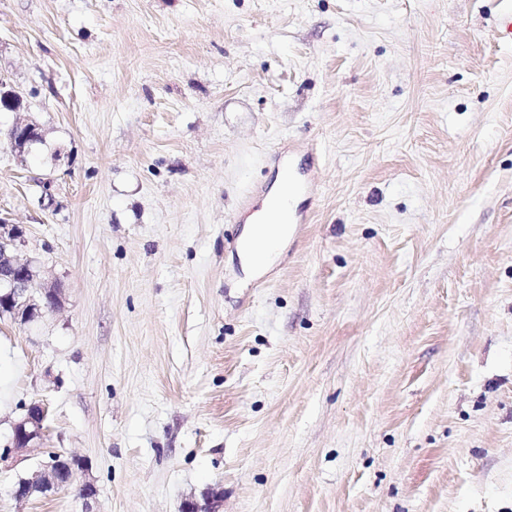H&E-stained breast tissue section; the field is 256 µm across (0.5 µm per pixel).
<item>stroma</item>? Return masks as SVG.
<instances>
[{"label": "stroma", "instance_id": "obj_1", "mask_svg": "<svg viewBox=\"0 0 512 512\" xmlns=\"http://www.w3.org/2000/svg\"><path fill=\"white\" fill-rule=\"evenodd\" d=\"M501 7L0 0V217L62 290L0 321V448L45 401L97 489L17 500L12 458L0 512H512ZM291 150L308 222L245 273ZM8 139L12 149L19 155L29 152L32 145L41 142L43 137L36 124L18 120L10 128Z\"/></svg>", "mask_w": 512, "mask_h": 512}]
</instances>
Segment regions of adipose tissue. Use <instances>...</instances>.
Returning a JSON list of instances; mask_svg holds the SVG:
<instances>
[{
  "mask_svg": "<svg viewBox=\"0 0 512 512\" xmlns=\"http://www.w3.org/2000/svg\"><path fill=\"white\" fill-rule=\"evenodd\" d=\"M287 203L288 176L279 174L267 199L264 200L260 211L254 214L249 224H246L239 242L240 260L247 272H254L270 265L282 242L287 239L286 225L273 224L269 221L270 208L273 202ZM266 238L267 246L262 251H255L254 242Z\"/></svg>",
  "mask_w": 512,
  "mask_h": 512,
  "instance_id": "1",
  "label": "adipose tissue"
}]
</instances>
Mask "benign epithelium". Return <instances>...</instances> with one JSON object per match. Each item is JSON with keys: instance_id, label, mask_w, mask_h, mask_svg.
I'll return each mask as SVG.
<instances>
[{"instance_id": "1", "label": "benign epithelium", "mask_w": 512, "mask_h": 512, "mask_svg": "<svg viewBox=\"0 0 512 512\" xmlns=\"http://www.w3.org/2000/svg\"><path fill=\"white\" fill-rule=\"evenodd\" d=\"M23 95L0 79V108L18 112L23 108ZM8 139L18 154L30 151L32 145L42 141L36 124L18 120L10 128ZM25 245L24 233L17 224L0 220V317L8 318L20 325L36 321L45 309L44 301L52 302L51 308L61 306V289L54 285L35 288L39 278L38 267L29 260L18 258ZM48 407L43 403L29 405L23 416L13 427L10 443L0 453V459L11 454L23 458L38 459V471L32 478H21L14 488L15 497L29 499L34 492H46L66 487L74 482L86 464L77 457H70L68 475L57 467L58 455L44 446L47 432Z\"/></svg>"}]
</instances>
